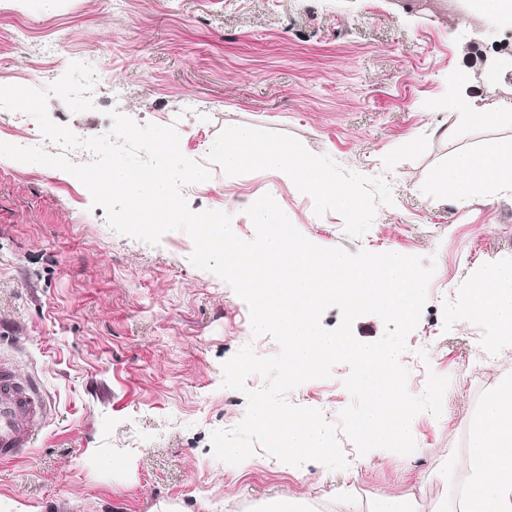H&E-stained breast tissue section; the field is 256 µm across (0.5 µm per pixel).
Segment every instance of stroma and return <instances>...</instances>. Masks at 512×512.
<instances>
[{"label": "stroma", "mask_w": 512, "mask_h": 512, "mask_svg": "<svg viewBox=\"0 0 512 512\" xmlns=\"http://www.w3.org/2000/svg\"><path fill=\"white\" fill-rule=\"evenodd\" d=\"M456 2L451 15L434 0H56L50 13L0 0V82L27 87L39 69L59 77L99 57L124 101L99 94L74 114L53 96L51 119L78 135L110 127L111 110L176 124L182 154L210 172L182 189L192 210L231 215L249 239L246 209L270 193L316 245L436 258L400 360L412 395L428 372L450 379L441 417L417 415L406 458L381 449L362 461L343 436V471L260 449L246 464L220 462L211 433L237 425L247 405L222 388V365L244 344L269 357L277 343L253 336L247 304L191 263L186 232L154 246L119 234L73 175L0 157V355L49 407L29 454L0 464V512H275L288 498L370 512L405 494L428 512L447 495L433 465L460 455L464 418L492 375H512V344L480 359L488 331L464 318L462 290L512 265V189L461 199L434 184L457 155L512 137V81L486 79L512 53V25ZM471 111L493 118L473 125ZM235 126L314 160L351 189L356 211L261 167L226 171L221 146ZM349 373L337 364L286 398L337 422Z\"/></svg>", "instance_id": "1"}]
</instances>
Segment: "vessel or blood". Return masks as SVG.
<instances>
[{
    "label": "vessel or blood",
    "instance_id": "1",
    "mask_svg": "<svg viewBox=\"0 0 512 512\" xmlns=\"http://www.w3.org/2000/svg\"><path fill=\"white\" fill-rule=\"evenodd\" d=\"M48 415L42 395L20 380L13 364L0 358V463L21 459L33 447Z\"/></svg>",
    "mask_w": 512,
    "mask_h": 512
}]
</instances>
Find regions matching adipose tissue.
<instances>
[{"mask_svg":"<svg viewBox=\"0 0 512 512\" xmlns=\"http://www.w3.org/2000/svg\"><path fill=\"white\" fill-rule=\"evenodd\" d=\"M257 166L278 173L297 189L339 208L353 204L349 188L311 160L276 145L254 144L251 131L233 127L224 133V167ZM436 183L461 197H485L512 185V138L498 139L479 152L459 156L437 173ZM465 318L489 330L487 343L512 340V266L495 267L463 286ZM465 452L448 463L460 483L430 512H512V376L495 377L482 405L466 418Z\"/></svg>","mask_w":512,"mask_h":512,"instance_id":"1","label":"adipose tissue"}]
</instances>
